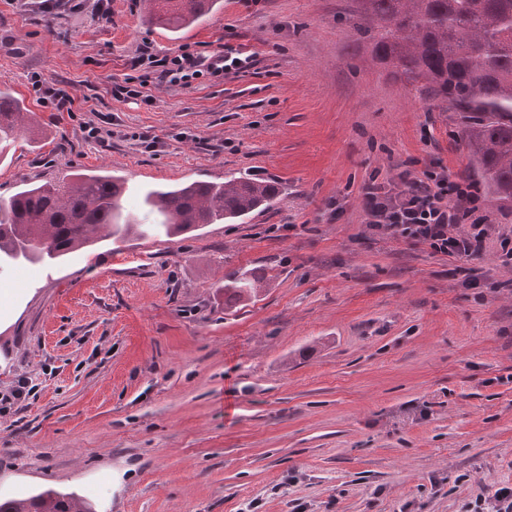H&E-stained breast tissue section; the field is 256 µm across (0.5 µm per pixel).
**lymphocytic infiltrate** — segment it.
<instances>
[{"instance_id": "f902f5d3", "label": "lymphocytic infiltrate", "mask_w": 512, "mask_h": 512, "mask_svg": "<svg viewBox=\"0 0 512 512\" xmlns=\"http://www.w3.org/2000/svg\"><path fill=\"white\" fill-rule=\"evenodd\" d=\"M256 54L246 46L224 44L203 54L184 47L174 53L143 48L131 75L116 85V96L137 98L143 87L189 88L201 78L220 80L248 73ZM365 224L379 236H391L456 259L476 256L490 222L482 212L479 186L466 178L425 168L421 176L405 170L384 180L370 177L362 186Z\"/></svg>"}]
</instances>
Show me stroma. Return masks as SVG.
<instances>
[{
	"label": "stroma",
	"instance_id": "35a3bbf8",
	"mask_svg": "<svg viewBox=\"0 0 512 512\" xmlns=\"http://www.w3.org/2000/svg\"><path fill=\"white\" fill-rule=\"evenodd\" d=\"M355 9L222 0L174 40L140 0H0V82L39 130L0 149V198L96 170L126 181L133 213L188 181L283 187L241 223L0 273V395L35 385L0 412V501L52 487L95 512H461L512 483V212L485 199L493 234L464 261L370 237L371 174L461 176L467 159L448 113L372 64ZM228 36L256 52L248 75L113 95L143 45ZM260 269L258 297L225 311V276ZM37 91L42 95L41 102L56 112H72L73 99L63 91L38 86Z\"/></svg>",
	"mask_w": 512,
	"mask_h": 512
}]
</instances>
